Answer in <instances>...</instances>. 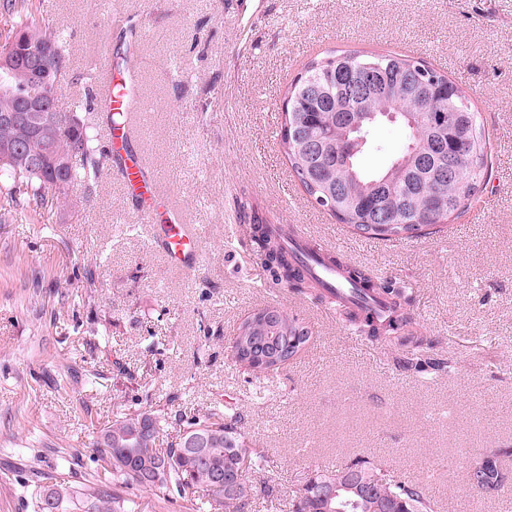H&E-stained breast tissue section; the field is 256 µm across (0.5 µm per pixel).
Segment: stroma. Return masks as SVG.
<instances>
[{"label":"stroma","instance_id":"stroma-1","mask_svg":"<svg viewBox=\"0 0 512 512\" xmlns=\"http://www.w3.org/2000/svg\"><path fill=\"white\" fill-rule=\"evenodd\" d=\"M91 67L113 15L139 21L134 68L153 107L135 142L201 259L172 267L111 168L88 202L16 204L0 194V512H30L37 471L74 456L78 487L104 467L94 432L143 393L189 419L235 409L267 463L256 512L314 470L362 457L425 482L439 512H512V483L482 494L471 460L512 448V0H25ZM424 59L465 90L492 148L489 181L437 233L384 241L319 207L279 145L287 84L331 49ZM310 242L413 298L429 357L371 341L291 288L271 287L244 236L253 220ZM276 306L310 339L276 375L235 363L252 311ZM273 486L266 494L265 486ZM139 512H197L120 487Z\"/></svg>","mask_w":512,"mask_h":512}]
</instances>
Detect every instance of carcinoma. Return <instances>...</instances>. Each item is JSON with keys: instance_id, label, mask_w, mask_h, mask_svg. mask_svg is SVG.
Masks as SVG:
<instances>
[{"instance_id": "1", "label": "carcinoma", "mask_w": 512, "mask_h": 512, "mask_svg": "<svg viewBox=\"0 0 512 512\" xmlns=\"http://www.w3.org/2000/svg\"><path fill=\"white\" fill-rule=\"evenodd\" d=\"M0 8L14 18V38L28 34L51 51L55 69L38 78L22 65L15 71L0 68V114L16 112L13 122L0 125V145L11 146L14 162L0 165V193L41 204L51 193L66 202L89 198L112 154L98 146L94 107L85 99L48 122L37 112H19L23 98L40 97L44 90L61 92L74 82L67 41L44 28L18 0H0ZM377 64L387 79L385 89L371 95H345L346 80L363 64ZM425 71L435 77L432 93L414 98L406 86ZM281 149L295 177L315 203L354 232L382 240L418 236L447 221L482 188L491 173L492 150L484 125L461 87L421 59L398 53L375 54L359 49L327 50L308 61L285 89L282 99ZM394 118H389V115ZM393 121L404 132V143L380 170L363 168L360 155L371 131ZM452 157L455 173L441 178L436 168L419 176L421 158L436 153ZM382 210L388 220H374ZM263 265L275 284H292L321 301L316 282L305 275L296 253L285 243L286 232L258 220L249 227ZM343 267L346 288L364 301L348 316L354 330L373 340L390 338L410 324L406 290L392 282H376L366 270L329 256ZM308 340V331L288 312L261 308L244 319L233 341L236 362L256 372L279 365L263 357L278 349L292 357ZM182 423V417L147 404L133 412L116 411L112 425L100 430L106 437L100 452L112 453L110 477L96 475L77 489L69 485L64 468L40 471L31 490L33 512H136L138 505L114 491L117 485L149 491L187 490L200 494L202 512H247L253 486L211 494L217 474L238 469L239 455L261 471L264 457L249 445L236 413L213 409L203 418L185 423L178 439L168 444L167 466L153 479L143 472L154 459L146 449ZM199 435L205 444L198 452L182 448V441ZM310 480L333 487L334 494L303 486L291 499L290 512H438L424 488L398 474L384 473L363 459L332 469H320Z\"/></svg>"}]
</instances>
